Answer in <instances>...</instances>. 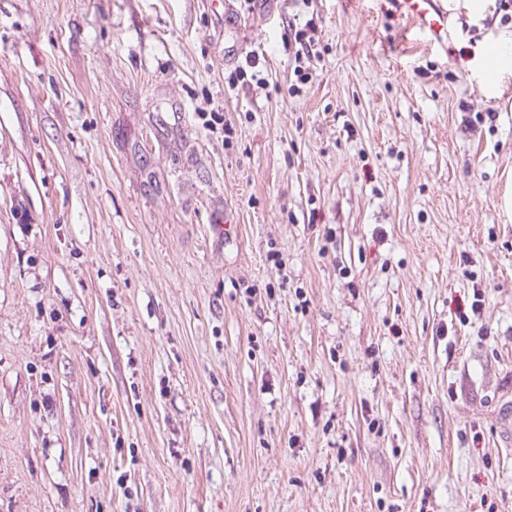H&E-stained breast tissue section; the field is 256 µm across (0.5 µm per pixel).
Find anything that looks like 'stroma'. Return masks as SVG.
Returning <instances> with one entry per match:
<instances>
[{
    "label": "stroma",
    "instance_id": "obj_1",
    "mask_svg": "<svg viewBox=\"0 0 512 512\" xmlns=\"http://www.w3.org/2000/svg\"><path fill=\"white\" fill-rule=\"evenodd\" d=\"M448 25L0 0V512H512V75Z\"/></svg>",
    "mask_w": 512,
    "mask_h": 512
}]
</instances>
